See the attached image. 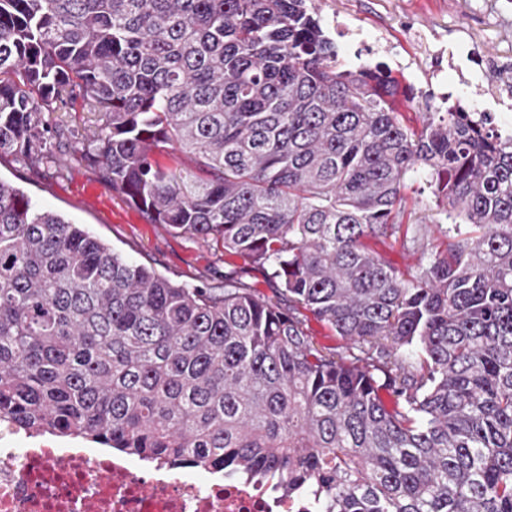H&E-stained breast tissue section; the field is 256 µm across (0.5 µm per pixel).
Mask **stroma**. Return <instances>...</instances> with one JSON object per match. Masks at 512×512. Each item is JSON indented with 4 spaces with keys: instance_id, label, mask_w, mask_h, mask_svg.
I'll list each match as a JSON object with an SVG mask.
<instances>
[{
    "instance_id": "35a3bbf8",
    "label": "stroma",
    "mask_w": 512,
    "mask_h": 512,
    "mask_svg": "<svg viewBox=\"0 0 512 512\" xmlns=\"http://www.w3.org/2000/svg\"><path fill=\"white\" fill-rule=\"evenodd\" d=\"M322 19L337 17L362 29L369 37L380 38L382 49L369 54L361 44L337 38L341 68L357 70L361 65L385 64L400 89H422L435 69H443L446 90L442 96L414 99L415 112H444L454 101L473 106L477 84L460 83L448 69V59L440 50L467 44L489 65L479 73L480 82L512 87V70L505 64L512 58V0H316ZM421 38L428 45L414 53L412 42ZM0 179L18 185L42 208L89 230L126 256L152 264L176 282L220 285L224 274L242 266L243 261L222 247L208 246L151 223L111 186L100 181L90 169L72 165L67 177L48 175L30 179L28 171L11 159L0 160ZM388 264L404 270L415 266L418 256L433 260L445 245L425 239L423 246L402 245L390 239L368 241Z\"/></svg>"
}]
</instances>
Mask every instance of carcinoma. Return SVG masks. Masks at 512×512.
<instances>
[{
	"label": "carcinoma",
	"mask_w": 512,
	"mask_h": 512,
	"mask_svg": "<svg viewBox=\"0 0 512 512\" xmlns=\"http://www.w3.org/2000/svg\"><path fill=\"white\" fill-rule=\"evenodd\" d=\"M337 56L314 0H0V158L77 161L275 292L176 283L0 180V420L316 512H512V141ZM54 112L94 116L69 156ZM434 233L415 270L363 243ZM305 315V326L318 346L333 349L342 344V341L325 323L309 313Z\"/></svg>",
	"instance_id": "carcinoma-1"
}]
</instances>
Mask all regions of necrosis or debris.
I'll return each mask as SVG.
<instances>
[{
    "label": "necrosis or debris",
    "instance_id": "necrosis-or-debris-1",
    "mask_svg": "<svg viewBox=\"0 0 512 512\" xmlns=\"http://www.w3.org/2000/svg\"><path fill=\"white\" fill-rule=\"evenodd\" d=\"M0 512H311L253 482L114 458L0 420Z\"/></svg>",
    "mask_w": 512,
    "mask_h": 512
}]
</instances>
